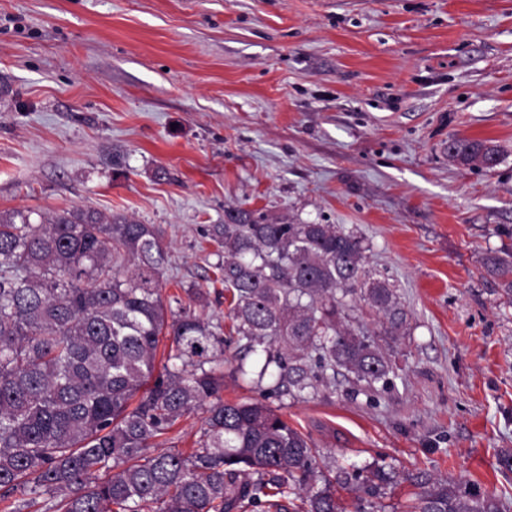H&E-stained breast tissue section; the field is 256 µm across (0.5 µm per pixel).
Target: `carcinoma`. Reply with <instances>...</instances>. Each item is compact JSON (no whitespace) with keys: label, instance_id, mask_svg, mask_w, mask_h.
<instances>
[{"label":"carcinoma","instance_id":"carcinoma-1","mask_svg":"<svg viewBox=\"0 0 512 512\" xmlns=\"http://www.w3.org/2000/svg\"><path fill=\"white\" fill-rule=\"evenodd\" d=\"M468 167L500 163L497 145L448 140ZM230 293L238 348L265 354L292 396L337 367L367 389L390 365L374 338L352 328L362 301L395 336L405 313L397 289L369 267V244L335 224L242 207L208 224ZM164 231L93 209L0 212V502L10 512H341L336 485L310 436L260 400L224 401V327L178 295L164 300ZM512 301V251L484 260ZM171 337L161 371V338ZM206 408L200 448L160 451L158 439ZM274 495L303 496L295 509ZM411 512H512V501L459 482H421Z\"/></svg>","mask_w":512,"mask_h":512}]
</instances>
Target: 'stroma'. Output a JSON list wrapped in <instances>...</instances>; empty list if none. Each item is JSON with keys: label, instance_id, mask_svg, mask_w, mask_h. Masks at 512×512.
<instances>
[{"label": "stroma", "instance_id": "1", "mask_svg": "<svg viewBox=\"0 0 512 512\" xmlns=\"http://www.w3.org/2000/svg\"><path fill=\"white\" fill-rule=\"evenodd\" d=\"M493 141L494 169L448 158ZM242 206L371 246L407 313L394 374L298 397L236 374L315 442L324 473L380 466L346 512H407L417 476L512 498V0H0V212L91 208L165 232L164 295L212 290L203 234ZM484 266L488 272L501 279L503 295L512 303V251L500 250L488 255L484 260Z\"/></svg>", "mask_w": 512, "mask_h": 512}]
</instances>
